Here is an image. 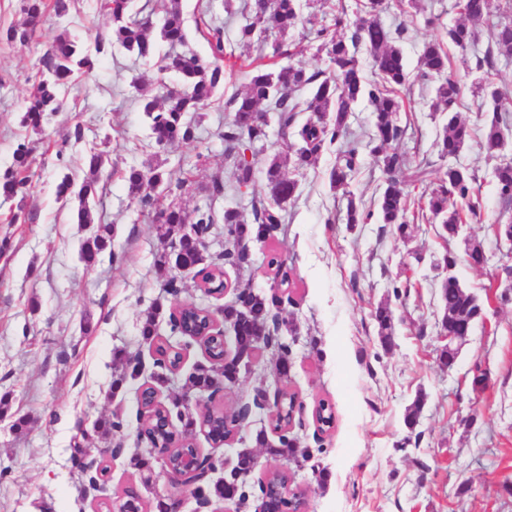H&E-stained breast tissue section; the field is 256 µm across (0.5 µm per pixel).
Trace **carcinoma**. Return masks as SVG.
Returning a JSON list of instances; mask_svg holds the SVG:
<instances>
[{"label": "carcinoma", "mask_w": 512, "mask_h": 512, "mask_svg": "<svg viewBox=\"0 0 512 512\" xmlns=\"http://www.w3.org/2000/svg\"><path fill=\"white\" fill-rule=\"evenodd\" d=\"M72 0H25L23 11L27 22L12 27L5 33L10 42H28L35 33L36 21L48 10L58 15L69 12ZM171 6L164 9L159 23L150 16L140 17L129 10L130 0H102L101 7L109 16L112 37H97L94 51L78 44L75 36L63 32L57 35L50 51L40 60L39 79L34 93L26 100L21 124L38 133L48 113L59 111L64 104V91L69 88L77 74L88 75L96 66L99 56L114 48H122L131 55L153 61L159 74L175 71L182 75L181 86L158 92L156 97L143 96L144 112L150 119L154 143L165 147L174 142L189 144L195 141V132L203 117V111L225 80L224 62L235 58V47L224 43V28L211 21L207 23L211 35L212 60L206 61L185 49L187 44L183 15L178 7L179 0H169ZM459 7L465 22L448 29V43L465 51L478 38V25L489 22L490 0H459ZM300 0H251L245 4L249 22L238 30L237 42L248 43L256 34L273 31L284 35L299 26L309 27L319 41L318 51L325 53L332 65V71H307L300 65L278 71L263 63L259 55L247 64L249 83L243 93H235L227 105L232 116L224 122L221 137L224 153L233 160L235 168V190L238 193L249 190L255 183V167L246 157V152L256 153L269 141V124L266 112L277 114L280 138L285 150L276 154L266 167L271 201L264 202L251 197L252 220H247L237 206L224 208L218 214L212 204L206 203L194 210V218L179 206L164 211L163 220L157 222L159 238L168 242V249L159 255L158 264L188 273L204 274L210 287L219 291L224 288V270L212 264L210 270L197 268L201 259L200 240L196 226L206 224L224 225V260L238 267L250 262L247 242L265 241L273 236L279 225L285 223L284 204L297 193L298 182L286 177L282 167L290 162L294 170L302 172L316 163L325 145H332L347 133V118L353 105L363 96H368L374 106L373 135L369 146L376 157L384 178L383 191L379 197L377 212L359 210L353 199H348L347 223L366 224L372 219L389 225L395 233L404 238L410 225L425 221L436 226L438 237L453 240L458 236L457 228L477 216L482 209L480 187L476 177L468 168L450 165L442 176L433 183L429 192L411 207L408 183L424 184L429 181L430 172L420 164L412 163L407 154L397 151L393 144L401 140L404 129L398 123V112L402 107L400 89L412 84L401 50L395 45L402 35V29L385 27L379 20L383 9L382 0H361L355 19L347 17L343 10L336 15V25L352 27L350 38L338 37L324 26L318 28L317 15L303 13ZM365 50L371 60V67L377 76L375 84L366 82L363 66L358 53ZM512 62V23L493 24V37L483 57L477 60V69H494L500 61ZM422 80H439L435 89V111H448V123L440 142L442 157L455 159L472 141L490 157L500 155L504 146V134L512 128V111L509 98L487 79L476 83V92L491 98L495 112L491 120L482 126L468 122L460 116L462 90L460 82L449 70L448 52L443 42L435 39L423 44L419 55V73ZM312 88V98L301 102L297 92ZM308 112L304 122L295 124L296 113ZM358 150L354 145L338 151L336 165L330 173L331 187L349 194L347 187L357 169ZM35 163L34 147L23 141L13 152V161L0 172V198L16 203L17 211L7 218L16 224L23 214L26 198L29 196ZM105 164L104 154L91 152L85 158L84 167L88 172L83 177L66 175L57 187V196L65 202L77 201V223L83 226L95 224L93 199L97 195L99 174ZM494 178L500 197L501 208L512 210V160L504 159L494 169ZM123 179L128 194L141 208L151 204V191L164 187L172 195L180 192L188 177L184 173L166 171L159 167L148 169L132 168L124 173ZM80 259L88 267L97 265L103 256L110 261L118 260L112 251V225L96 224L88 236L82 239ZM440 297L445 303L441 319V330H459L464 324L476 323L483 314L479 298L453 277L440 285ZM278 301L273 294H259L241 288L234 300L224 305V323L237 329L238 340L235 349L259 350L274 345L278 351L275 378L285 384L282 389L281 407L274 416L275 427L284 431L279 438V447L269 446L264 432L255 437V445L265 448L271 454L283 459L294 455L299 448V438L288 436L285 431L290 425L292 407L288 384L290 349L284 341L286 333L293 331L289 321L273 312ZM378 327L382 346L391 347L395 333L393 310L387 303L378 305L372 312ZM171 330L174 333H198L207 330L205 308L179 306L170 314ZM122 371L112 385L118 386L128 380L138 379L136 364L130 359H119ZM218 377L212 367L199 365L189 373L185 386L196 394L204 393ZM215 443L224 442L230 434L232 423L225 421L224 414L207 407L195 412L181 409L180 402L173 403L168 410H154L144 419L139 436L148 447L168 446L178 441L181 446L174 449L171 459H178L184 452L194 449L188 440L200 428ZM231 490L224 488V481L215 483L206 480L192 490V494L203 500L224 499Z\"/></svg>", "instance_id": "carcinoma-1"}]
</instances>
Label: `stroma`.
Wrapping results in <instances>:
<instances>
[{
    "label": "stroma",
    "mask_w": 512,
    "mask_h": 512,
    "mask_svg": "<svg viewBox=\"0 0 512 512\" xmlns=\"http://www.w3.org/2000/svg\"><path fill=\"white\" fill-rule=\"evenodd\" d=\"M423 3L424 11L418 12L410 0H385L380 14L384 26H406L399 47L413 73L422 43L445 37L461 19L458 0ZM241 4L180 0L189 49L211 59L210 44L196 22L213 15L224 21L225 41L235 42L243 18L227 15L225 8L238 10ZM24 18L23 0H0V169L11 164L19 141L37 143L26 223H7L11 205L0 200V238L11 241L0 256V398L7 401L0 409V512H101V502H117L130 484L146 503L182 497L160 464L144 472L133 465L146 452L138 436V392L141 383H153L160 371L158 346L184 342L171 331L169 309L190 301L217 314L225 300L205 295L189 274L183 275L178 294L164 291L169 274L156 264L163 245L153 216L174 200L188 212L208 199L219 212L235 204L249 210L248 199L231 190L234 167L219 137L230 116L224 103L244 87L247 73L239 68L227 78L206 108L195 142L161 148L130 84L134 74L153 83L157 69L116 49L100 59L92 74L81 77L37 135L22 127L20 118L54 38L68 32L90 50L96 35L109 34L111 24L100 0H75L66 15L47 11L28 43L7 42L5 30ZM286 42L290 52L275 57L276 67L299 63L310 71L328 69L314 37L296 31ZM448 53L464 85V116L484 123L492 106L473 90L481 76L473 53L453 46ZM433 97L430 87L414 85L404 91L399 118L405 134L397 148L414 160L428 161L437 177L448 167L438 147L446 119L432 110ZM77 125L83 129L82 140L64 142L66 132ZM60 143L66 146L61 156L56 153ZM92 150L107 152L109 158L94 217L112 225V248L119 259L89 269L79 257L89 230L62 208L56 186L63 174L80 173ZM336 153V148L326 149L299 176L281 232L264 243L250 242L251 265L224 267L229 284L267 293L275 281L268 254L277 252L285 263L289 283L283 315L296 328L288 339V386L303 404V426L297 431L300 447L287 460L255 446L262 430L270 443L278 441L266 410L253 409L227 443L216 445L197 434V447L216 459L233 461L251 448L259 456L247 479V503L240 507L216 500L212 508L255 512L259 481L284 468L291 488L306 491L309 512H512V301H501L496 286L512 257L497 247L491 229L500 213L496 162L474 144L459 157L480 184L482 215L467 234L483 246L488 261L480 268L459 263L457 274L478 296L490 295L496 302L486 307V324L475 327L455 368L447 370L437 363L443 314L439 285L447 276L441 260L449 249L463 253L462 240L443 242L425 224L411 225L403 239L376 220L347 223L348 200L372 208L384 179L364 147L349 184L350 197L333 192L329 173ZM150 166L181 168L191 176L179 198L157 191L151 208L144 209L129 198L122 175L132 167ZM216 179L226 190L212 199L208 190ZM408 275L418 286L401 302L393 287ZM385 302L393 308L396 324L388 349L371 318L373 308ZM152 311L158 314L156 334L148 338L141 328ZM120 353L140 359L144 371L140 380L115 390L111 384L120 370L114 357ZM276 359L275 352L260 350L250 370L213 398L211 408L231 413L251 405L257 388L275 392ZM479 372L486 384L476 388L472 378ZM419 393L425 406L411 432L404 417ZM321 400L332 403L336 414L334 428L323 434L314 421ZM114 415L120 416L123 429L103 440L96 424ZM21 419L26 422L22 428L17 425ZM106 447L116 449V456L103 455ZM85 462L103 468L99 489L89 487L81 469ZM182 499L183 512H195V500Z\"/></svg>",
    "instance_id": "35a3bbf8"
}]
</instances>
